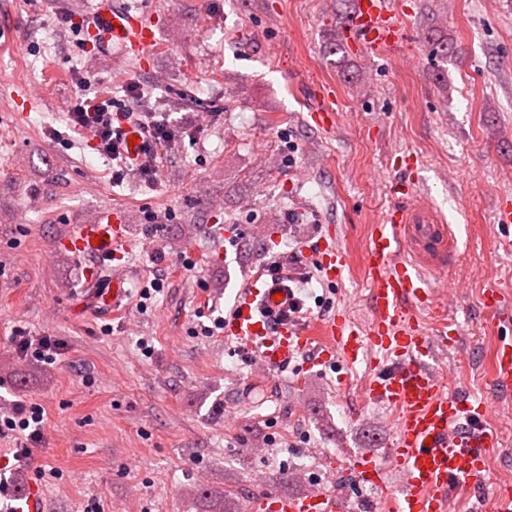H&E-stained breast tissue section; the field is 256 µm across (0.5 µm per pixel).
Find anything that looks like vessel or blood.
<instances>
[{"instance_id":"obj_1","label":"vessel or blood","mask_w":512,"mask_h":512,"mask_svg":"<svg viewBox=\"0 0 512 512\" xmlns=\"http://www.w3.org/2000/svg\"><path fill=\"white\" fill-rule=\"evenodd\" d=\"M96 56L113 51L140 59L154 43L144 20L122 8L119 0H94L87 28ZM406 26L394 0H355L343 28L346 45L373 54L398 47ZM335 94L323 93V104L309 112L307 121L323 131L336 125ZM114 138L129 166L139 167L150 154L147 129L124 124ZM452 230L438 223L426 206L398 200L383 219L371 225L361 256L369 288L371 320L362 326L345 314L305 324L303 303L283 270L256 272L245 289L233 297L232 312L224 321L225 339L254 350L263 370H287L298 354L317 347L321 363L351 367L371 353L374 374L364 389L366 398L393 408V437L384 460L353 457L347 471L357 485H370L381 494L386 512H448L453 494L482 483L490 455L502 444L501 433L489 427V400L451 393L450 373L437 371V351L451 350L456 338L447 325L429 329L422 318L433 308L436 290L426 269L452 263ZM133 240L120 216L110 213L91 224L78 225L65 247L88 259L87 279L100 290L103 302L120 309L129 294L121 276L97 277L118 247ZM326 280L341 279L351 263L349 251L337 234L323 240L317 255ZM495 344L489 371L493 385L512 392V300L489 285L486 293ZM400 478L396 490L385 483L387 471ZM262 512H360L358 496L314 484L301 495H270L260 500Z\"/></svg>"}]
</instances>
